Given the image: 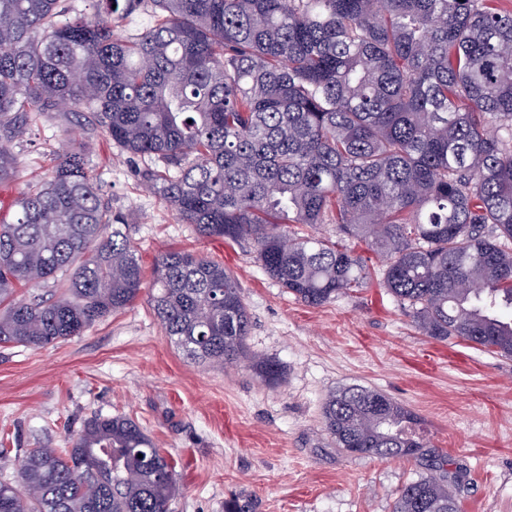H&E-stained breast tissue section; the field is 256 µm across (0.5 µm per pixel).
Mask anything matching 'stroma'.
<instances>
[{"label":"stroma","instance_id":"1","mask_svg":"<svg viewBox=\"0 0 512 512\" xmlns=\"http://www.w3.org/2000/svg\"><path fill=\"white\" fill-rule=\"evenodd\" d=\"M47 137L13 143V180L0 183L10 223L29 181L66 142L121 213L144 268L170 248L223 263L251 317L248 350L279 364L280 383L247 365L191 363L167 340L146 297L82 335L44 347L0 346V446L67 448L86 419L133 418L174 462L180 492L169 512H224L246 496L257 512H391L415 463L354 458L323 426L330 392L358 384L410 410L433 448L467 470L461 512H512V361L456 339L423 336L373 275L318 308L299 302L260 268L251 241L201 239L151 193L150 160L129 157L73 114L43 117Z\"/></svg>","mask_w":512,"mask_h":512}]
</instances>
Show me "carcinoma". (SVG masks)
<instances>
[{"instance_id":"obj_1","label":"carcinoma","mask_w":512,"mask_h":512,"mask_svg":"<svg viewBox=\"0 0 512 512\" xmlns=\"http://www.w3.org/2000/svg\"><path fill=\"white\" fill-rule=\"evenodd\" d=\"M0 0V183L19 140L50 112L89 113L202 238L252 241L263 271L320 307L385 263L383 287L416 329L512 360V12L495 0ZM157 19L120 37L112 22ZM286 224H334L338 240ZM46 294L15 295L19 284ZM124 217L83 150L53 165L0 224V345L81 335L140 296ZM148 302L186 358L278 364L249 353L250 315L224 265L155 258ZM336 448L424 472L392 512H460L448 456L386 393L349 386L323 404ZM0 481V512H168L175 466L126 415L86 420L70 448H29ZM80 470L83 480L72 478ZM224 512H255L243 497Z\"/></svg>"}]
</instances>
